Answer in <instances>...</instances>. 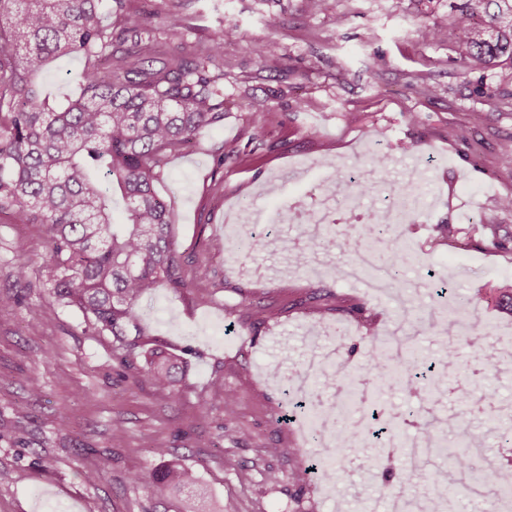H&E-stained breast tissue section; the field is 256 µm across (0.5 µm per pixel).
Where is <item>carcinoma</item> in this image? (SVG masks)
Here are the masks:
<instances>
[{
  "mask_svg": "<svg viewBox=\"0 0 512 512\" xmlns=\"http://www.w3.org/2000/svg\"><path fill=\"white\" fill-rule=\"evenodd\" d=\"M181 0H168L164 23L181 27ZM115 20L103 23L99 0H0V214L14 224H45L50 252L46 285L57 300L81 310L100 332L124 337L138 330L139 304L160 283L183 286L173 246V209L155 182L170 156L203 128L224 121V43L235 37L228 23L215 29L198 53L177 45L155 54V28L146 16L112 0ZM459 58L470 73L504 58L512 63V0H464L452 22ZM85 59L79 96L61 107L42 96L32 77L61 56ZM127 220L112 219L115 197ZM501 225H481L485 247L512 251ZM140 383L176 394L178 358L164 349L143 351ZM365 374L390 388L433 391L438 382L420 371L412 350L390 361L370 347ZM341 432L333 449H359L346 432L343 399L331 404ZM471 441L448 449L456 467L481 486L512 489V453L496 468L478 471ZM151 475L161 498L188 491L180 512H212L195 472L159 451ZM390 489L410 504L429 480L387 453Z\"/></svg>",
  "mask_w": 512,
  "mask_h": 512,
  "instance_id": "obj_1",
  "label": "carcinoma"
}]
</instances>
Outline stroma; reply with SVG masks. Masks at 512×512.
I'll return each mask as SVG.
<instances>
[{"instance_id":"1","label":"stroma","mask_w":512,"mask_h":512,"mask_svg":"<svg viewBox=\"0 0 512 512\" xmlns=\"http://www.w3.org/2000/svg\"><path fill=\"white\" fill-rule=\"evenodd\" d=\"M156 28L157 50L183 44L201 50L220 23H233L235 42L224 47V122L201 130L172 157L158 195L174 210L172 240L184 288L161 285L143 298V347L162 344L179 356L185 373L171 397L136 379L142 366L126 342L98 332L82 312L58 302L45 286L50 234L43 224L0 218V294L16 297L0 309V512H156L144 478L159 450L183 459L223 512H384L383 464L366 454L345 459L336 478L302 484L294 472L317 459L314 443L295 425L282 424L288 389H310L331 402L336 391L305 386L310 344L335 351L341 386L356 382L372 340L395 330L403 308L415 315H455L462 337L485 341L481 357L462 351L451 380L470 392L468 402L447 391L411 394L380 390L375 401L390 413L433 414L435 441L453 442L464 424L484 443L476 462L499 454L498 436L512 429V311L497 287L512 279V252L486 248L485 217L512 234V168L500 161L512 144V66L467 73L446 36L448 0H325L311 15L301 0H185L179 31L163 23L164 0H128ZM438 24L439 40L421 38ZM79 56L51 61L34 82L59 105L79 95ZM437 88L420 94L422 84ZM266 113L262 129L249 122ZM418 122H410L409 113ZM481 121H473V113ZM470 126L469 142L449 140L452 126ZM234 160L218 165L227 149ZM384 152L389 164L374 169ZM427 181L412 202L415 223L402 225L401 280L431 279L429 287L386 288L372 296L329 271L328 254L311 244L305 225L284 219L312 209L337 182L372 169L379 187L398 192L414 169ZM371 196L337 197L329 214L337 241L360 233L351 221ZM455 224V241L437 225ZM241 234L245 246L230 254ZM306 252L295 269L291 249ZM342 264L356 258L345 246ZM25 280H16L17 268ZM270 307L273 320L255 324L249 307ZM237 396L233 417L215 400L218 387ZM494 387L501 411L477 404ZM124 431L113 437L112 425ZM293 456L277 455L282 445ZM427 471L446 470L443 494L452 512H500L497 494H472L467 473L433 454ZM99 474L96 486L85 472ZM282 480L270 484L268 472ZM21 473L18 481L10 473ZM142 482H133V475Z\"/></svg>"}]
</instances>
